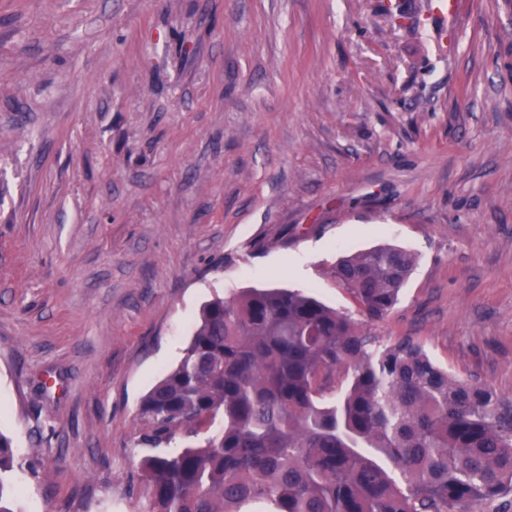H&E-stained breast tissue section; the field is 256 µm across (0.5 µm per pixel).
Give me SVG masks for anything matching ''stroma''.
I'll list each match as a JSON object with an SVG mask.
<instances>
[{
    "label": "stroma",
    "instance_id": "stroma-1",
    "mask_svg": "<svg viewBox=\"0 0 512 512\" xmlns=\"http://www.w3.org/2000/svg\"><path fill=\"white\" fill-rule=\"evenodd\" d=\"M430 7L0 0L17 512H147L140 401L246 288L312 292L512 394V0ZM383 244L418 262L372 320L333 269Z\"/></svg>",
    "mask_w": 512,
    "mask_h": 512
}]
</instances>
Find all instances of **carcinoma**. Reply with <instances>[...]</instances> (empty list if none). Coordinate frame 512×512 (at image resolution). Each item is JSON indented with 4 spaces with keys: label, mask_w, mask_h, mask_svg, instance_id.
<instances>
[{
    "label": "carcinoma",
    "mask_w": 512,
    "mask_h": 512,
    "mask_svg": "<svg viewBox=\"0 0 512 512\" xmlns=\"http://www.w3.org/2000/svg\"><path fill=\"white\" fill-rule=\"evenodd\" d=\"M416 259L342 258L336 281L370 319ZM149 512H479L512 491V395L462 380L411 339L379 347L297 289L215 298L179 363L139 405ZM177 453L158 450L176 435ZM21 466L0 431V512Z\"/></svg>",
    "instance_id": "cac0c4a2"
}]
</instances>
